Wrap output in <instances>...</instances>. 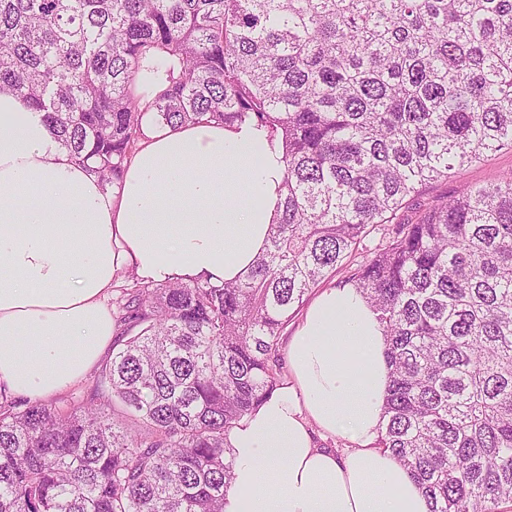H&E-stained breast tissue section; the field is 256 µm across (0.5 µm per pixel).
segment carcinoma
<instances>
[{
	"label": "carcinoma",
	"instance_id": "carcinoma-1",
	"mask_svg": "<svg viewBox=\"0 0 512 512\" xmlns=\"http://www.w3.org/2000/svg\"><path fill=\"white\" fill-rule=\"evenodd\" d=\"M146 60L156 94L136 85ZM0 93L104 183L148 109L249 121L285 163L242 279L136 280L82 402H0V512H224L227 436L276 389L283 328L381 227L346 279L386 340L377 447L429 512L512 503V171L402 218L512 152V0H0ZM510 171H512V152L501 151L492 154L481 163L466 168L459 178L428 184L418 201H415L414 205L407 209L405 215L407 214L409 218L415 217V212L418 215L426 204L438 197L458 195L468 184L495 183L503 174Z\"/></svg>",
	"mask_w": 512,
	"mask_h": 512
}]
</instances>
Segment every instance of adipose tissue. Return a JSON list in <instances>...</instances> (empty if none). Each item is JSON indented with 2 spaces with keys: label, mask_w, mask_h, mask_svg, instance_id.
<instances>
[{
  "label": "adipose tissue",
  "mask_w": 512,
  "mask_h": 512,
  "mask_svg": "<svg viewBox=\"0 0 512 512\" xmlns=\"http://www.w3.org/2000/svg\"><path fill=\"white\" fill-rule=\"evenodd\" d=\"M120 180L61 149L41 113L0 94V392L48 398L106 355L120 274L231 282L254 265L283 197L280 144L253 125L144 124ZM383 332L349 285L324 289L288 340L278 389L229 435L225 512H428L375 448L388 386ZM346 438L345 453L318 438Z\"/></svg>",
  "instance_id": "obj_1"
}]
</instances>
